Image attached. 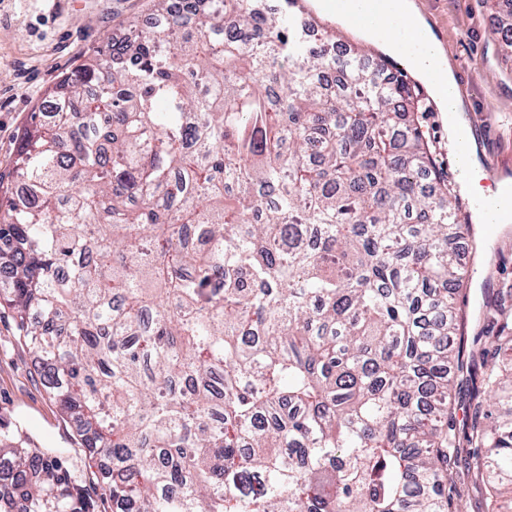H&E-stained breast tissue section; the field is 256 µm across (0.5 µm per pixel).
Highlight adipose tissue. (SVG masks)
<instances>
[{"label":"adipose tissue","mask_w":512,"mask_h":512,"mask_svg":"<svg viewBox=\"0 0 512 512\" xmlns=\"http://www.w3.org/2000/svg\"><path fill=\"white\" fill-rule=\"evenodd\" d=\"M360 34L400 58L416 79L432 81L430 96L440 110L451 111L448 137L456 139L465 123L464 101L446 51L415 0H381L380 21L361 28Z\"/></svg>","instance_id":"1"}]
</instances>
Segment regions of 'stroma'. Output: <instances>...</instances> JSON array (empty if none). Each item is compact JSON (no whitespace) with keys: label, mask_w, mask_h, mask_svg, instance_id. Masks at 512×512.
I'll return each mask as SVG.
<instances>
[{"label":"stroma","mask_w":512,"mask_h":512,"mask_svg":"<svg viewBox=\"0 0 512 512\" xmlns=\"http://www.w3.org/2000/svg\"><path fill=\"white\" fill-rule=\"evenodd\" d=\"M455 69L485 168L512 175V54L494 33L512 0H417ZM151 0H0V172L11 173L20 135L59 77L108 39L151 14ZM418 122L449 187L458 172L437 106L423 102ZM493 264L480 267L492 288L512 286V227L490 238ZM39 357L20 337L13 312L0 307V432L16 431L50 449L72 476L83 512H113L101 459L76 440L41 376Z\"/></svg>","instance_id":"1"}]
</instances>
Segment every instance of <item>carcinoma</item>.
Masks as SVG:
<instances>
[{
    "label": "carcinoma",
    "mask_w": 512,
    "mask_h": 512,
    "mask_svg": "<svg viewBox=\"0 0 512 512\" xmlns=\"http://www.w3.org/2000/svg\"><path fill=\"white\" fill-rule=\"evenodd\" d=\"M265 0L92 51L31 113L0 289L119 512H451L512 488V287L464 345L465 234L399 75ZM497 33L512 49V12ZM470 387L457 428L451 390ZM19 512L70 475L0 434Z\"/></svg>",
    "instance_id": "cac0c4a2"
}]
</instances>
